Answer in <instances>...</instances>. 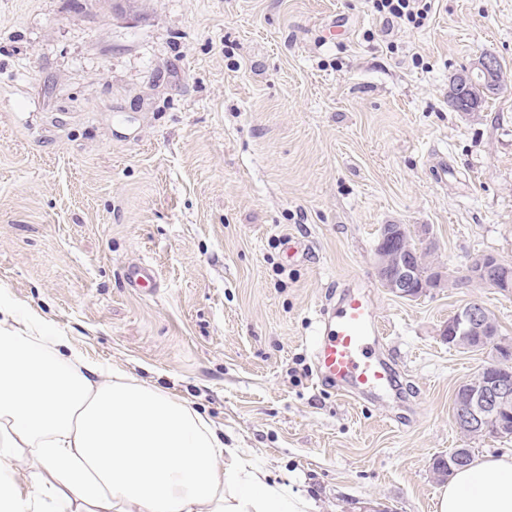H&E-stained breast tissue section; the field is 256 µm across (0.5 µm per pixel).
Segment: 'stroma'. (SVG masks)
Here are the masks:
<instances>
[{"mask_svg": "<svg viewBox=\"0 0 512 512\" xmlns=\"http://www.w3.org/2000/svg\"><path fill=\"white\" fill-rule=\"evenodd\" d=\"M484 54L504 90L455 111ZM384 224L428 228L450 285L382 288ZM479 253L512 263V0H431L419 28L370 0H0V290L315 512H436V458L512 451L452 420L485 355L443 323L476 300L512 345V293L461 281ZM137 262L156 293L126 284ZM352 276L398 374L367 400L312 356Z\"/></svg>", "mask_w": 512, "mask_h": 512, "instance_id": "obj_1", "label": "stroma"}]
</instances>
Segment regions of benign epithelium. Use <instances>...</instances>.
I'll list each match as a JSON object with an SVG mask.
<instances>
[{
  "mask_svg": "<svg viewBox=\"0 0 512 512\" xmlns=\"http://www.w3.org/2000/svg\"><path fill=\"white\" fill-rule=\"evenodd\" d=\"M504 85L498 60L484 54L473 67L454 75L449 98L463 97L458 106L469 112L480 104L482 96L497 95ZM433 250L431 240L423 248H413L406 224L381 225L375 269L382 287L408 300L422 296L430 288L444 287L447 279L442 272L434 271L427 278L421 275L425 256ZM465 280L508 292L512 290V264L493 254H478L469 261ZM441 335L453 347L492 351L491 359L456 390L453 412L456 428L469 437L496 436L512 430V375L490 378V371H506L512 366V350L499 342L492 313L483 304L470 301L448 318Z\"/></svg>",
  "mask_w": 512,
  "mask_h": 512,
  "instance_id": "obj_1",
  "label": "benign epithelium"
}]
</instances>
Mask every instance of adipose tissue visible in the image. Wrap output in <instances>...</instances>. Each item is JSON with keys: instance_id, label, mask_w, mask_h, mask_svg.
Listing matches in <instances>:
<instances>
[{"instance_id": "ef3b65f1", "label": "adipose tissue", "mask_w": 512, "mask_h": 512, "mask_svg": "<svg viewBox=\"0 0 512 512\" xmlns=\"http://www.w3.org/2000/svg\"><path fill=\"white\" fill-rule=\"evenodd\" d=\"M0 512H313L199 413L85 357L0 292ZM437 512H512V453L456 471Z\"/></svg>"}]
</instances>
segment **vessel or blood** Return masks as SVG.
Instances as JSON below:
<instances>
[{
	"label": "vessel or blood",
	"instance_id": "obj_1",
	"mask_svg": "<svg viewBox=\"0 0 512 512\" xmlns=\"http://www.w3.org/2000/svg\"><path fill=\"white\" fill-rule=\"evenodd\" d=\"M129 287L144 289L156 282L146 263L127 268ZM382 333L376 310L361 282H353L339 304L321 313L313 338L318 378L337 390L373 395L392 380L391 369L380 351Z\"/></svg>",
	"mask_w": 512,
	"mask_h": 512
}]
</instances>
